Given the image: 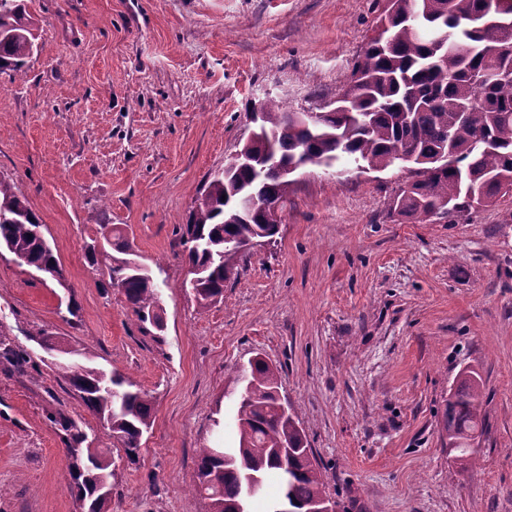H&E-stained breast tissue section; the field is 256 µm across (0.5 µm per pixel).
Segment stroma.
Listing matches in <instances>:
<instances>
[{
	"mask_svg": "<svg viewBox=\"0 0 512 512\" xmlns=\"http://www.w3.org/2000/svg\"><path fill=\"white\" fill-rule=\"evenodd\" d=\"M38 49L0 74V178L39 216L65 286L0 249V512H79L62 410L112 441L38 343L85 348L154 403L138 463L117 461L108 512H208L197 454L232 440L231 371H280L327 491L346 512H512V194L464 217L391 213L411 175L309 166L274 243L200 307L179 228L266 100L324 112L381 0H29ZM119 225L157 279L163 330L109 279L102 228ZM76 315H69L68 303ZM484 392L479 461L448 450L443 415L462 370Z\"/></svg>",
	"mask_w": 512,
	"mask_h": 512,
	"instance_id": "35a3bbf8",
	"label": "stroma"
}]
</instances>
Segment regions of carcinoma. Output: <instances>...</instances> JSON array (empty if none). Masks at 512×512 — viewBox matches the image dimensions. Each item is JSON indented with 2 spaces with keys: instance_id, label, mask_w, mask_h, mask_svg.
I'll use <instances>...</instances> for the list:
<instances>
[{
  "instance_id": "carcinoma-1",
  "label": "carcinoma",
  "mask_w": 512,
  "mask_h": 512,
  "mask_svg": "<svg viewBox=\"0 0 512 512\" xmlns=\"http://www.w3.org/2000/svg\"><path fill=\"white\" fill-rule=\"evenodd\" d=\"M38 27L28 0H0V73L23 77L37 50ZM512 37V0H384L374 34L352 66L336 107L316 124L301 120L280 102L261 106L255 129L264 136L246 142L235 164L211 177L194 202L181 245L197 278L195 298L206 307L224 293L238 262L257 243L278 233L277 208L293 184L285 167L328 165L345 159L384 171L406 152L413 180L400 189L391 209L406 217L464 214L512 190V55L489 49ZM508 75L485 86L482 71ZM269 153L279 167L258 166ZM39 217L0 178V247L35 269L59 271L48 242L37 236ZM131 246L112 227L109 276L142 323L163 326L161 293L151 271L121 264ZM4 359L19 372L27 357L0 340ZM63 358L57 369L84 406L105 422L113 446L134 463L144 434L153 424L148 394L121 375L79 364L85 352L53 344ZM237 398L235 442L201 448L195 490L210 512H249L247 490L287 467L281 496L294 512H306L327 497L326 483L296 417L278 409V367L255 357L230 377ZM482 382L465 373L448 399L444 430L463 467L476 463L467 434L483 426ZM52 418L65 432L72 462L71 488L82 512H106L108 500L97 486L112 484L110 452L87 444L86 434L57 411Z\"/></svg>"
}]
</instances>
